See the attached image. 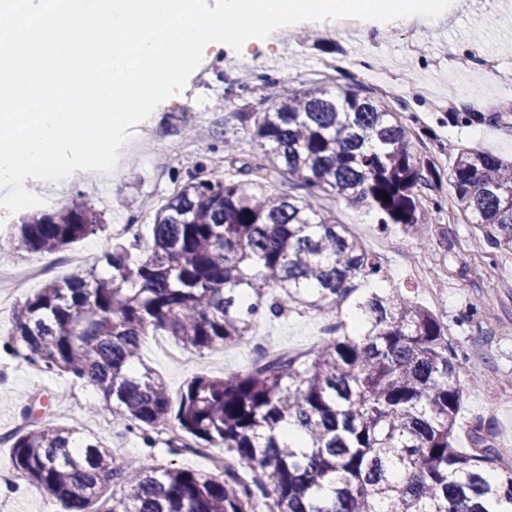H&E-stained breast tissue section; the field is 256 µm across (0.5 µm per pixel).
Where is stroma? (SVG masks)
I'll return each instance as SVG.
<instances>
[{
  "label": "stroma",
  "instance_id": "1",
  "mask_svg": "<svg viewBox=\"0 0 512 512\" xmlns=\"http://www.w3.org/2000/svg\"><path fill=\"white\" fill-rule=\"evenodd\" d=\"M246 50L224 47L205 53L206 80L190 76L182 101L164 100L147 118L153 137L181 142L183 152L159 151L151 159L127 152L108 183L80 180L64 184L57 206L72 197L87 200L105 220L102 232L44 255L61 278L81 271L83 257L98 260L111 245L114 225L133 226L149 244L153 211L148 202L165 201L191 177L218 173L240 179L239 166L254 162L260 148L250 131L256 113L273 107L282 86L318 82L330 90L350 88L401 114L410 131L411 151L427 162L431 186L424 205L432 223L415 234L400 226L381 230L380 215L324 197L325 209L347 225L381 261L391 283L414 292L448 330L465 375L480 377L467 391L457 418L456 444L471 445L473 431L488 444L512 448V251L494 248L483 229L467 223L448 187V172L465 147H478L512 159V0H452L437 24L416 20L364 21L354 32L337 22L303 21L280 28ZM239 148L224 157L225 142ZM323 319L315 313H290L260 322L266 343L292 353L320 340ZM13 327L11 312L0 313V434L14 429L36 390L68 389L73 379L48 372L3 349ZM174 362L144 340L141 359L166 382L178 399L188 380L200 373L221 376L250 368L248 344L183 352ZM95 389L56 404L57 423L77 428L111 449L119 460L150 466L209 470L205 458L170 454L162 444L147 447L110 415L95 412ZM0 512H64L36 487L0 483Z\"/></svg>",
  "mask_w": 512,
  "mask_h": 512
}]
</instances>
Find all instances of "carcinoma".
Masks as SVG:
<instances>
[{"instance_id": "obj_1", "label": "carcinoma", "mask_w": 512, "mask_h": 512, "mask_svg": "<svg viewBox=\"0 0 512 512\" xmlns=\"http://www.w3.org/2000/svg\"><path fill=\"white\" fill-rule=\"evenodd\" d=\"M255 170L285 175L300 197L219 176L194 179L155 212L152 243L118 240L90 267L49 280L13 311L7 344L48 372L94 387L99 409L154 444L169 427L209 471L118 464L108 449L51 421L35 395L0 436L9 465L64 512H512V452L473 431L456 447L462 366L448 330L401 288L322 196L371 206L415 233L429 186L398 113L351 89L289 88L251 130ZM456 208L512 249V161L475 148L448 174ZM77 199L15 225L18 249L49 253L101 229ZM315 311L327 337L305 353L222 377L190 379L172 402L141 365L157 330L191 353L249 343L258 321ZM297 424L294 447L281 429ZM174 453L187 451L179 441ZM131 484L104 499L109 484Z\"/></svg>"}]
</instances>
